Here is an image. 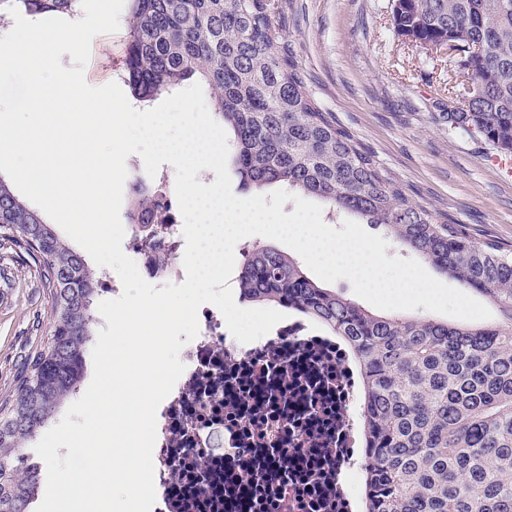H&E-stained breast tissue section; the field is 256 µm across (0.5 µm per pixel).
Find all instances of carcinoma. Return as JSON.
<instances>
[{
	"instance_id": "carcinoma-1",
	"label": "carcinoma",
	"mask_w": 512,
	"mask_h": 512,
	"mask_svg": "<svg viewBox=\"0 0 512 512\" xmlns=\"http://www.w3.org/2000/svg\"><path fill=\"white\" fill-rule=\"evenodd\" d=\"M123 80L151 101L196 77L233 133L229 161L246 190L278 185L329 211L375 224L463 288L484 296L507 326L375 315L324 288L301 262L246 243L242 301L302 313L350 344L361 367L367 441L365 512H512V256L473 242L412 203L374 157L310 96L281 56L273 0H130ZM31 17L72 15L78 0H0ZM401 36L458 45L457 66L484 88L448 113V130L477 132L512 155V0H393ZM480 54L466 60L468 46ZM163 196L132 186L130 223L158 229ZM0 227L38 264L51 301V335L27 360L0 407V512H29L41 468L24 448L79 390L96 339L99 273L54 225L0 180Z\"/></svg>"
}]
</instances>
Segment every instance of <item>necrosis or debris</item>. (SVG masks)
Returning <instances> with one entry per match:
<instances>
[{
  "mask_svg": "<svg viewBox=\"0 0 512 512\" xmlns=\"http://www.w3.org/2000/svg\"><path fill=\"white\" fill-rule=\"evenodd\" d=\"M178 218L153 248L131 225L127 249L140 274L180 283ZM183 347L185 371L157 409L152 512H361L354 490L363 445L357 363L342 337L306 318L242 344L211 304Z\"/></svg>",
  "mask_w": 512,
  "mask_h": 512,
  "instance_id": "1",
  "label": "necrosis or debris"
}]
</instances>
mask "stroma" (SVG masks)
I'll return each mask as SVG.
<instances>
[{
  "mask_svg": "<svg viewBox=\"0 0 512 512\" xmlns=\"http://www.w3.org/2000/svg\"><path fill=\"white\" fill-rule=\"evenodd\" d=\"M274 30L308 93L373 155L407 197L447 216L475 242L512 252V176L477 134L450 132L448 53L398 35L392 0H277ZM126 27L96 36L86 83L113 82ZM50 334V300L39 267L0 229V403L22 363Z\"/></svg>",
  "mask_w": 512,
  "mask_h": 512,
  "instance_id": "stroma-1",
  "label": "stroma"
}]
</instances>
